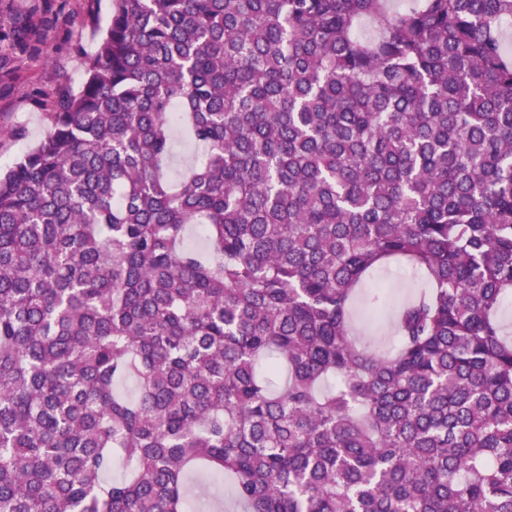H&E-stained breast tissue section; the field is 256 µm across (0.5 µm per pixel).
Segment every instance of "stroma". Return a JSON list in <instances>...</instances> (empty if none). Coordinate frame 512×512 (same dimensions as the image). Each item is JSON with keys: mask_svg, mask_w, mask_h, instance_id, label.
I'll return each mask as SVG.
<instances>
[{"mask_svg": "<svg viewBox=\"0 0 512 512\" xmlns=\"http://www.w3.org/2000/svg\"><path fill=\"white\" fill-rule=\"evenodd\" d=\"M111 8V0H0V17L31 31L26 48L0 42L1 170L44 138L55 93L82 79ZM418 282L413 269L391 263L366 288L386 287L395 302Z\"/></svg>", "mask_w": 512, "mask_h": 512, "instance_id": "obj_1", "label": "stroma"}]
</instances>
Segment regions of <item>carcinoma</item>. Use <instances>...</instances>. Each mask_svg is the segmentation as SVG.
I'll list each match as a JSON object with an SVG mask.
<instances>
[{"label": "carcinoma", "mask_w": 512, "mask_h": 512, "mask_svg": "<svg viewBox=\"0 0 512 512\" xmlns=\"http://www.w3.org/2000/svg\"><path fill=\"white\" fill-rule=\"evenodd\" d=\"M112 2L0 174V512H512V0ZM192 152L193 150L187 137L183 133H178L176 137L174 157L170 167L171 176L174 181H177L180 178L185 166V161L189 158ZM419 280V275L410 267L391 263L377 269L373 279L361 289V292L367 293L379 286H385L390 293L391 301H401L408 297L413 290L410 287L417 285ZM355 325L364 333V336H369L376 339L381 346L388 347L389 333L387 331H376L369 314L364 310L361 304L358 305L355 314Z\"/></svg>", "instance_id": "carcinoma-1"}]
</instances>
